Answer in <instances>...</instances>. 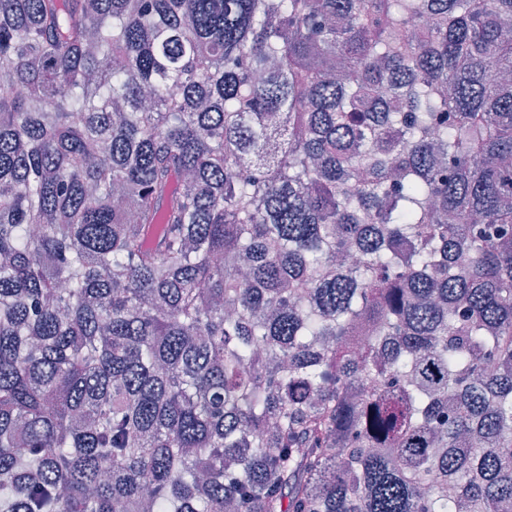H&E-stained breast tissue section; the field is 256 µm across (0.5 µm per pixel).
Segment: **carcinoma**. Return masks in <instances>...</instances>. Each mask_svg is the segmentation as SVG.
Wrapping results in <instances>:
<instances>
[{
    "label": "carcinoma",
    "mask_w": 512,
    "mask_h": 512,
    "mask_svg": "<svg viewBox=\"0 0 512 512\" xmlns=\"http://www.w3.org/2000/svg\"><path fill=\"white\" fill-rule=\"evenodd\" d=\"M512 0H0V512H512Z\"/></svg>",
    "instance_id": "cac0c4a2"
}]
</instances>
